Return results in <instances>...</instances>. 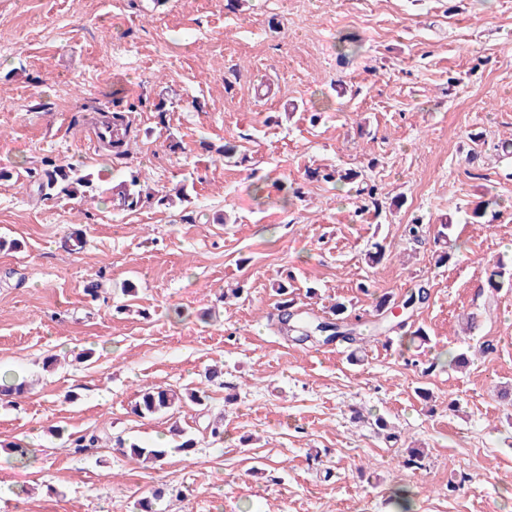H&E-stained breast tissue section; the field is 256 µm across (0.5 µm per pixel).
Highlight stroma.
Wrapping results in <instances>:
<instances>
[{
    "label": "stroma",
    "mask_w": 512,
    "mask_h": 512,
    "mask_svg": "<svg viewBox=\"0 0 512 512\" xmlns=\"http://www.w3.org/2000/svg\"><path fill=\"white\" fill-rule=\"evenodd\" d=\"M147 3L0 0V373L30 386L0 398V457L37 451L0 460V512H137L158 487L162 512H397L399 488L411 512H512V0ZM126 111L117 158L88 131ZM47 159L99 198L41 196ZM336 168L379 205L308 176ZM132 171L189 198L122 207ZM288 275L301 315L345 303L374 341L279 331ZM420 285L386 331L377 297ZM155 385L202 402L132 414ZM174 424L196 448L173 451ZM119 437L169 453L147 467Z\"/></svg>",
    "instance_id": "35a3bbf8"
}]
</instances>
